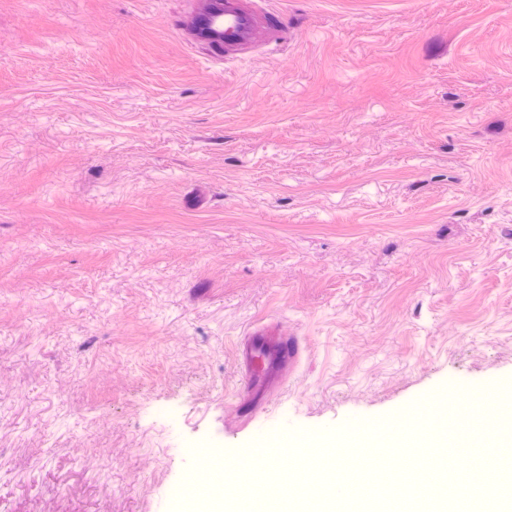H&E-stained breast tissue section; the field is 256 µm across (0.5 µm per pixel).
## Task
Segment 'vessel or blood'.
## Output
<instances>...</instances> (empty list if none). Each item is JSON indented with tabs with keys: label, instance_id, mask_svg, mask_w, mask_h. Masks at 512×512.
Instances as JSON below:
<instances>
[{
	"label": "vessel or blood",
	"instance_id": "b4317fda",
	"mask_svg": "<svg viewBox=\"0 0 512 512\" xmlns=\"http://www.w3.org/2000/svg\"><path fill=\"white\" fill-rule=\"evenodd\" d=\"M248 0H224V47L236 52L258 47L273 39ZM303 342L291 333H278L265 325L250 327L236 346L241 368V392L235 406L244 423L253 422L268 404L288 372L294 371Z\"/></svg>",
	"mask_w": 512,
	"mask_h": 512
}]
</instances>
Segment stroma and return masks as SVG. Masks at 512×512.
<instances>
[{"instance_id":"stroma-1","label":"stroma","mask_w":512,"mask_h":512,"mask_svg":"<svg viewBox=\"0 0 512 512\" xmlns=\"http://www.w3.org/2000/svg\"><path fill=\"white\" fill-rule=\"evenodd\" d=\"M0 0V512H151L512 388V0ZM306 345L232 425L254 324ZM223 16L224 40L222 36L210 32L217 24H221L223 29ZM197 26L204 38L224 41V49L229 52L252 49L275 37L247 0H207Z\"/></svg>"}]
</instances>
